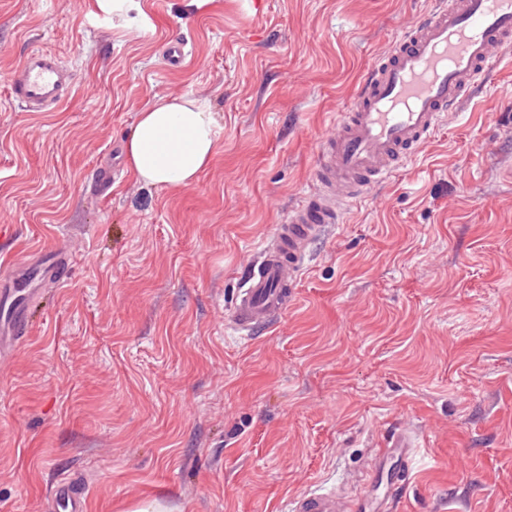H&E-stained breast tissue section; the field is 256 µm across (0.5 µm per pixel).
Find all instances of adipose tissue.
I'll return each mask as SVG.
<instances>
[{
	"label": "adipose tissue",
	"instance_id": "adipose-tissue-1",
	"mask_svg": "<svg viewBox=\"0 0 512 512\" xmlns=\"http://www.w3.org/2000/svg\"><path fill=\"white\" fill-rule=\"evenodd\" d=\"M218 135L212 112L198 99L155 97L124 139L127 166L147 185L189 186L212 160Z\"/></svg>",
	"mask_w": 512,
	"mask_h": 512
}]
</instances>
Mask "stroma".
Here are the masks:
<instances>
[{
    "label": "stroma",
    "instance_id": "35a3bbf8",
    "mask_svg": "<svg viewBox=\"0 0 512 512\" xmlns=\"http://www.w3.org/2000/svg\"><path fill=\"white\" fill-rule=\"evenodd\" d=\"M434 0H0V75L32 50L75 72L54 112L0 79V276L60 250L26 342L0 359V512H282L352 497L396 425L425 436L401 512H512V54L383 188L347 203L295 301L232 326L240 280L313 183L374 60ZM187 43L182 68L164 42ZM220 126L187 187L136 181L126 133L155 96ZM119 169L110 194L87 182ZM88 493L84 486L68 475L59 476L51 488L48 510L52 512H84Z\"/></svg>",
    "mask_w": 512,
    "mask_h": 512
}]
</instances>
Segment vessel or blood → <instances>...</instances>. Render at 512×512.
<instances>
[{
    "label": "vessel or blood",
    "instance_id": "vessel-or-blood-1",
    "mask_svg": "<svg viewBox=\"0 0 512 512\" xmlns=\"http://www.w3.org/2000/svg\"><path fill=\"white\" fill-rule=\"evenodd\" d=\"M512 53V0H434V7L376 61L352 107L318 150L312 187L278 224L234 299L232 324L248 334L269 327L288 308L305 270L311 243L341 223L346 203L385 185L393 172L429 144ZM11 101L26 112H49L71 95L74 77L50 51L27 53L4 77ZM65 282L57 259L23 258L0 280V354L29 333L28 310L37 284ZM419 443L407 431L392 435L375 454L358 496L322 489L287 500L284 512H392L396 491L412 467ZM389 492L372 494L379 479ZM88 493L71 476L50 491V512H85Z\"/></svg>",
    "mask_w": 512,
    "mask_h": 512
}]
</instances>
